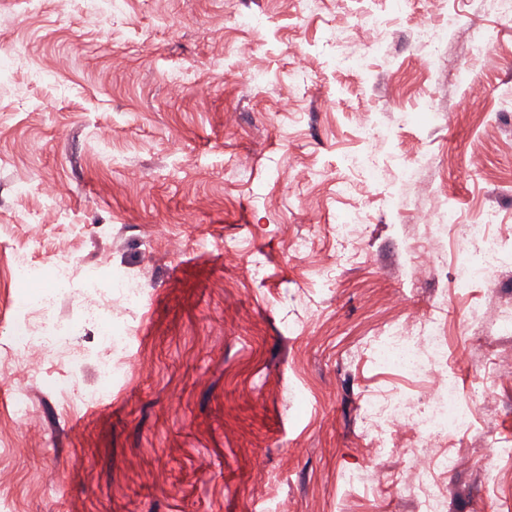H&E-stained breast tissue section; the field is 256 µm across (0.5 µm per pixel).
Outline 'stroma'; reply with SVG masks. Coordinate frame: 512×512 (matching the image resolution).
Wrapping results in <instances>:
<instances>
[{"label":"stroma","mask_w":512,"mask_h":512,"mask_svg":"<svg viewBox=\"0 0 512 512\" xmlns=\"http://www.w3.org/2000/svg\"><path fill=\"white\" fill-rule=\"evenodd\" d=\"M0 0V504L6 512H415L396 483L435 458L446 512L512 501V334L493 317L512 269L487 287L452 279L453 231L494 210L512 231V16L488 0ZM459 22L448 27L449 15ZM258 26L242 28L241 18ZM448 27L429 65L422 23ZM490 28L492 44L478 41ZM356 66H335L337 49ZM376 123L387 179L351 167ZM416 164L414 181L392 172ZM359 214L339 258L331 226ZM306 239L299 252L295 243ZM232 250H225V243ZM71 256L148 292L56 298L82 356L16 351L11 338L50 280H16L10 256ZM264 279H254L252 257ZM442 303L448 375L471 425L412 450L390 426L378 453L368 395L419 398L442 383L380 366L383 326L416 334ZM101 313L84 319L87 309ZM131 322L127 345L104 332ZM112 357L124 375L105 385ZM92 401L69 410L57 387ZM27 410L16 415V399Z\"/></svg>","instance_id":"obj_1"}]
</instances>
